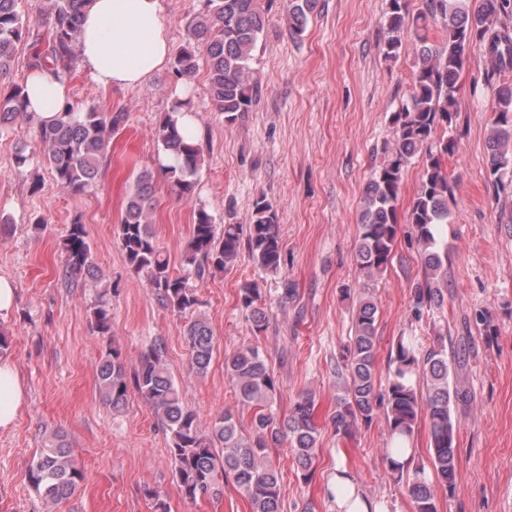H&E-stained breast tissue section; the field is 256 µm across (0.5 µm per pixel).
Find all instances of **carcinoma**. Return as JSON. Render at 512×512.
I'll use <instances>...</instances> for the list:
<instances>
[{"label": "carcinoma", "mask_w": 512, "mask_h": 512, "mask_svg": "<svg viewBox=\"0 0 512 512\" xmlns=\"http://www.w3.org/2000/svg\"><path fill=\"white\" fill-rule=\"evenodd\" d=\"M21 0H0V78L11 71L19 45L30 51L28 66L48 59L71 79L81 13L86 0H49L50 24L44 33L29 40L30 20L20 9ZM271 0H203L202 11L187 23V38L174 54L172 74L184 79L199 68L197 50L206 55L207 91L216 111L227 124L241 119L255 104L260 85L254 76L253 51L268 22ZM317 0H289L288 23L292 36L302 37L308 16ZM512 0H423V6L408 16L406 0H389L386 35L381 51L395 58L409 39L415 46L414 88L410 98L392 113L396 140L387 159L378 166L362 192L359 235L354 261L360 279L344 289L352 297L353 336L336 364V410L331 423L337 435L347 438L358 424L370 423L377 412L386 419L390 448L388 470L406 479L413 512H437L435 486L453 494L458 468L456 424L452 399L459 392L450 387L448 351L438 343L425 351L401 338L388 359V387L384 397L376 394V343L378 307L371 282L383 275L392 262L400 220L413 226L420 249L423 276L412 285L411 315H423L443 307L448 292V246L437 239V228L450 221L449 199L453 195L447 171L448 157L455 149L448 135L456 120L459 79L472 45L483 48L492 73L512 72ZM25 83L14 82L0 90V127L28 117ZM189 101L176 100L156 123L158 149L169 158L160 169L174 193L193 199L197 176L204 162L199 138H192L179 125ZM490 125L489 180L505 188L512 175V84L497 90ZM129 119L122 108L90 105L65 106L55 122L39 125L36 136L42 147V162L56 184L73 194L93 188L101 179L112 135L124 129ZM423 158L419 189L404 215H398L405 168ZM154 173L140 171L129 191L116 235L129 267L148 282L158 301L186 319L184 336L189 350L188 371L203 376L210 367L215 336L206 317L196 281L234 265L247 249L248 257L267 274L281 278L279 302L296 295L294 284L283 274V259L277 233L278 216L265 199L253 202L247 224H217L206 208L195 210L191 235L177 270L158 242L152 225L155 211ZM62 277L66 281L100 282L103 278L87 241L80 218L72 220L61 246ZM112 289L101 291L93 307L94 328L106 338L98 370L100 399L114 410L126 404L129 391L145 401L151 414L169 435V453L174 478L183 498L196 501L220 496L230 479L249 502L251 512H280L281 474L271 450L287 442L305 481L314 475L313 462L319 448L315 400H298L288 417L279 420L272 404L279 390L264 353L248 347L224 361L239 401L253 409L249 431L239 418L224 411L203 428L195 409L186 404L160 342L152 344L137 367L127 369L120 347L112 344ZM256 286L247 282L239 289V304L250 312L253 327L267 328L268 315ZM428 420L431 468L401 463L394 456L405 452L420 418ZM27 477L48 503L71 496L83 480L63 436L55 433L50 444L33 459Z\"/></svg>", "instance_id": "carcinoma-1"}]
</instances>
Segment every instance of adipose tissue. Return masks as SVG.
I'll return each mask as SVG.
<instances>
[{"label":"adipose tissue","mask_w":512,"mask_h":512,"mask_svg":"<svg viewBox=\"0 0 512 512\" xmlns=\"http://www.w3.org/2000/svg\"><path fill=\"white\" fill-rule=\"evenodd\" d=\"M162 0H88L81 17L76 68L107 88L145 84L170 61V42L161 21ZM28 112L39 123L53 122L69 97V84L46 66L26 76ZM24 391L13 364L0 358V429L9 428ZM336 512H385L365 497L350 473L332 479Z\"/></svg>","instance_id":"1"}]
</instances>
